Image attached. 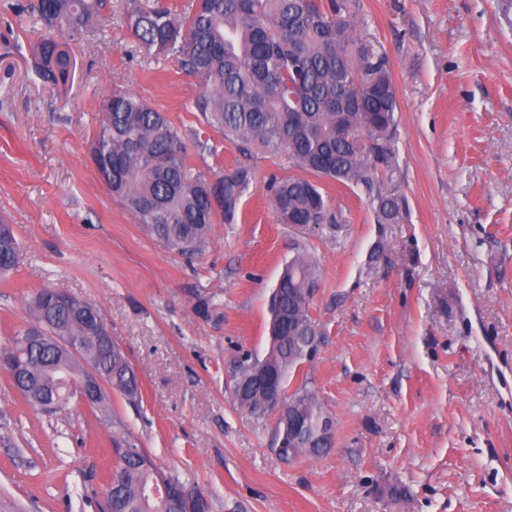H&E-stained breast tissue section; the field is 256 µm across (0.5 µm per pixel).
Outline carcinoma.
<instances>
[{"instance_id": "obj_1", "label": "carcinoma", "mask_w": 512, "mask_h": 512, "mask_svg": "<svg viewBox=\"0 0 512 512\" xmlns=\"http://www.w3.org/2000/svg\"><path fill=\"white\" fill-rule=\"evenodd\" d=\"M351 0H196L179 14L158 0H128L127 26L147 55L175 57L181 70L203 86L193 107L224 137L272 153L288 151L300 171L348 187L369 184L368 154L384 158L386 139L396 126L399 106L384 57L364 45L352 50ZM107 0H27L16 13L37 23L29 31L31 73L41 83L64 89L73 81L76 60L70 46L105 22ZM365 72L373 90H359L344 74L353 66ZM91 155L111 195L148 234L165 247L193 257L209 242L214 217L232 218L252 181L239 167L210 180L187 171L183 130L141 96L114 91L103 99L102 118ZM279 224H327L332 216L319 188L306 177L280 181L272 193ZM20 244L0 219V277L19 264ZM316 282L312 260L288 262L269 303L270 322L280 330L268 353H243L234 359L235 400L258 412L265 391L254 387L267 375L287 390L289 378L317 348V329L305 288ZM41 289L29 301L38 323L46 326L41 346L13 344L9 355L24 369L10 374L32 406L61 401L81 362L55 348V337L85 343L84 358L97 361L112 389L133 404L141 394L129 359L113 343L96 344L105 329L94 305L79 314L52 304ZM301 401L312 426L299 448H273L283 462L299 455L319 457L326 448L314 441L321 421H332L314 392L301 385L291 395ZM117 459L112 512H209L210 504L186 481L165 475L150 455L129 444L113 449Z\"/></svg>"}]
</instances>
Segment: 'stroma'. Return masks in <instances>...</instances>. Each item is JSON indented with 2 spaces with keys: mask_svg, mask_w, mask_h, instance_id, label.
I'll return each mask as SVG.
<instances>
[{
  "mask_svg": "<svg viewBox=\"0 0 512 512\" xmlns=\"http://www.w3.org/2000/svg\"><path fill=\"white\" fill-rule=\"evenodd\" d=\"M0 0V216L21 243L0 280V347L43 288L94 303L143 401L109 413L32 408L0 369V512H104L115 443L190 481L211 512H512V0H358L355 46L387 59L399 105L370 186L329 179L331 223H276L285 153L241 150L206 125L199 81L139 53L124 0L84 45L67 94L32 82L27 24ZM142 96L187 134L190 172L254 177L189 259L142 231L90 155L103 98ZM398 199L384 224L378 196ZM306 254L316 353L292 386L332 417L322 456L285 463L276 417L231 397L240 351L268 350V298Z\"/></svg>",
  "mask_w": 512,
  "mask_h": 512,
  "instance_id": "stroma-1",
  "label": "stroma"
}]
</instances>
